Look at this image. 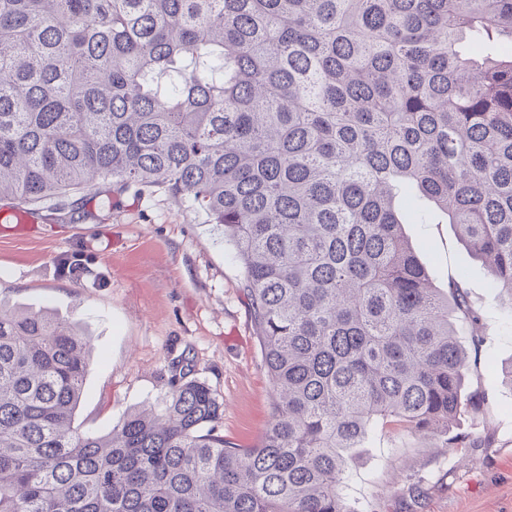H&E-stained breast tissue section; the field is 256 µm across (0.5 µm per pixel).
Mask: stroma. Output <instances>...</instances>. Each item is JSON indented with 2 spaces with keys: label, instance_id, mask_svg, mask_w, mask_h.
I'll return each mask as SVG.
<instances>
[{
  "label": "stroma",
  "instance_id": "1",
  "mask_svg": "<svg viewBox=\"0 0 512 512\" xmlns=\"http://www.w3.org/2000/svg\"><path fill=\"white\" fill-rule=\"evenodd\" d=\"M0 222V300L49 308L76 323L92 350L75 423L103 433L127 412L166 394L170 366L192 359L224 399L218 428L253 446L270 417L271 391L255 338L242 271L225 258L224 234L200 210L161 189L130 188L111 203L88 200L74 219L25 210ZM435 287L465 273L488 337L470 365L469 394L488 398L486 417L462 415L471 445L456 452L431 435L376 422L353 463L345 494L358 512H512V330L502 326L490 272L453 225L404 227ZM82 255L85 266L69 261Z\"/></svg>",
  "mask_w": 512,
  "mask_h": 512
}]
</instances>
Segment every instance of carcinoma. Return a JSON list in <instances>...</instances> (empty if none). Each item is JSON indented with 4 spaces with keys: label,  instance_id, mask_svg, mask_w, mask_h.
I'll list each match as a JSON object with an SVG mask.
<instances>
[{
    "label": "carcinoma",
    "instance_id": "obj_1",
    "mask_svg": "<svg viewBox=\"0 0 512 512\" xmlns=\"http://www.w3.org/2000/svg\"><path fill=\"white\" fill-rule=\"evenodd\" d=\"M158 188L224 227L271 412L238 448L193 360L104 434L91 350L0 302V512H355L373 424L431 433L481 316L404 233L448 218L512 329V0H0V201L75 214Z\"/></svg>",
    "mask_w": 512,
    "mask_h": 512
}]
</instances>
